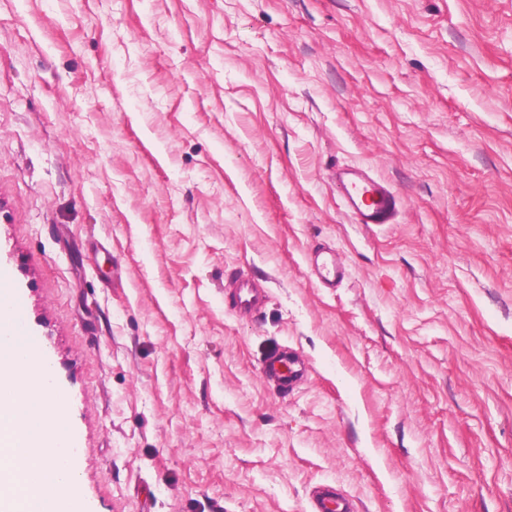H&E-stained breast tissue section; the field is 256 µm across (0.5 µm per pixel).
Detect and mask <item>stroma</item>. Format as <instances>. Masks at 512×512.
Here are the masks:
<instances>
[{"label":"stroma","mask_w":512,"mask_h":512,"mask_svg":"<svg viewBox=\"0 0 512 512\" xmlns=\"http://www.w3.org/2000/svg\"><path fill=\"white\" fill-rule=\"evenodd\" d=\"M0 275L79 512H512V0H0ZM336 187L345 207L358 224H392L398 198L391 187L359 167L337 166L333 171ZM313 274L325 288L338 287L346 277V267L329 248L316 250L310 257ZM230 288H235L234 303L240 310L257 312L265 300L264 288L250 279L233 277ZM309 371V363L289 349L272 353L261 367L262 377L284 395L294 392ZM311 507V512H354L347 497L326 488H317L314 491Z\"/></svg>","instance_id":"1"}]
</instances>
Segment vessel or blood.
Instances as JSON below:
<instances>
[{
  "label": "vessel or blood",
  "mask_w": 512,
  "mask_h": 512,
  "mask_svg": "<svg viewBox=\"0 0 512 512\" xmlns=\"http://www.w3.org/2000/svg\"><path fill=\"white\" fill-rule=\"evenodd\" d=\"M347 210L359 224L393 223L398 198L384 181L374 178L365 169L339 166L333 172ZM310 266L318 281L327 288L338 287L346 277V267L335 252L323 248L313 253ZM235 290L236 308L255 312L265 300V290L254 281L235 277L230 281ZM310 371L309 363L294 352L281 349L263 362L261 374L281 394L287 395L298 387ZM312 512H353L351 501L336 492L316 489L311 500Z\"/></svg>",
  "instance_id": "1"
}]
</instances>
